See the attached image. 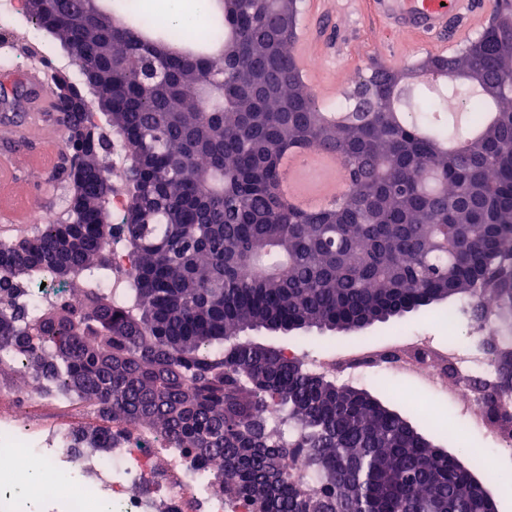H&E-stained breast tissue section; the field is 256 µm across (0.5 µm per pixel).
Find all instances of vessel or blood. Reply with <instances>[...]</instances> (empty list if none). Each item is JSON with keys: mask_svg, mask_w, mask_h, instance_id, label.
<instances>
[{"mask_svg": "<svg viewBox=\"0 0 512 512\" xmlns=\"http://www.w3.org/2000/svg\"><path fill=\"white\" fill-rule=\"evenodd\" d=\"M370 13L388 31L433 37L445 53L464 42L468 19L483 15L484 4L482 0H371ZM311 31V25H304L294 45L297 66L304 74L312 59L308 52ZM27 84L40 90L39 109L27 115L28 125L38 127L43 114L52 111L53 98L48 90L40 89L37 78H28Z\"/></svg>", "mask_w": 512, "mask_h": 512, "instance_id": "b4317fda", "label": "vessel or blood"}]
</instances>
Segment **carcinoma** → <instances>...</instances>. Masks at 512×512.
<instances>
[{
    "mask_svg": "<svg viewBox=\"0 0 512 512\" xmlns=\"http://www.w3.org/2000/svg\"><path fill=\"white\" fill-rule=\"evenodd\" d=\"M218 2L222 48L206 56L173 51L170 32L145 41L88 0H26L128 152L118 239L138 312L100 292L115 243L100 224L112 144L90 140L87 111L62 142L85 170L80 204L24 243L0 242V350L148 422L202 466L224 460V492L250 512H494L472 455L443 451L367 392L244 333L357 330L469 297L472 317L491 314L502 332L486 342L497 370L488 401H512V0H494L460 49L421 61L449 87L406 104L405 68L374 62L342 122L298 70V27L263 25L297 18L300 0ZM150 69L164 81L148 95ZM450 138L465 147L443 148ZM292 146L345 159L333 203H283ZM44 271L83 305L28 311L26 276ZM297 448L315 476L304 489L276 478Z\"/></svg>",
    "mask_w": 512,
    "mask_h": 512,
    "instance_id": "1",
    "label": "carcinoma"
}]
</instances>
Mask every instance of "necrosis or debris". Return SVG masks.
<instances>
[{
    "mask_svg": "<svg viewBox=\"0 0 512 512\" xmlns=\"http://www.w3.org/2000/svg\"><path fill=\"white\" fill-rule=\"evenodd\" d=\"M20 2L0 0V31L24 47L20 53L0 51V66L53 64ZM468 312L462 303L444 315L451 325L469 323L475 343L464 353L400 333L328 351L304 364L317 374L345 366L357 382L376 377L412 382L397 398L412 401L428 421L438 420L432 396L445 395L482 428L486 421L472 384L496 376L485 350L496 324L469 321ZM22 457L43 476V491L32 502L14 490ZM221 473L216 466L199 467L183 449L166 447L147 425L107 417L77 392L48 383L27 369L23 356L0 351V512H85L92 501L110 503L112 512H245L237 497L222 493Z\"/></svg>",
    "mask_w": 512,
    "mask_h": 512,
    "instance_id": "obj_1",
    "label": "necrosis or debris"
}]
</instances>
